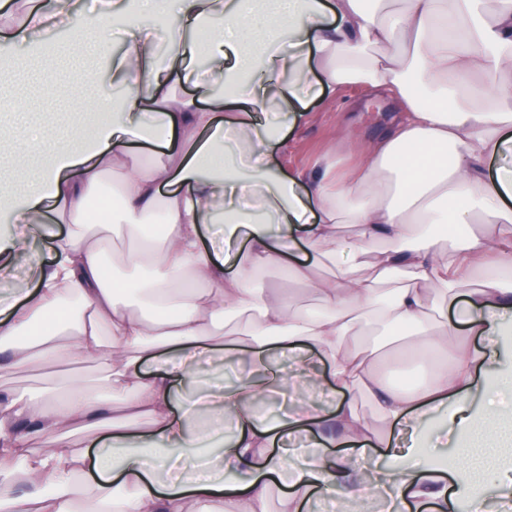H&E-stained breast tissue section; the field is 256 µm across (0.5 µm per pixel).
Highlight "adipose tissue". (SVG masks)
Returning <instances> with one entry per match:
<instances>
[{
  "label": "adipose tissue",
  "mask_w": 512,
  "mask_h": 512,
  "mask_svg": "<svg viewBox=\"0 0 512 512\" xmlns=\"http://www.w3.org/2000/svg\"><path fill=\"white\" fill-rule=\"evenodd\" d=\"M21 6L20 26L0 14L11 32L0 64L14 40L57 27L90 43L113 28L127 37L107 85L81 106L102 117L92 142L57 139L50 164L21 177L19 191L0 184V212L31 224L50 210L68 227L55 238V261L33 265L32 288L0 300V374L63 352L99 373L88 388L60 377L53 389L0 397V512H198L205 501L219 512H266L277 483L287 512H311L335 489L361 496L370 484L400 502L452 510L463 500L485 512L484 471L512 470L487 444L512 435V424L499 422L512 371L493 384L476 377L494 362V339L512 316V178L486 174L488 161L512 151V0H101L100 12L79 22L70 0ZM215 17L223 31L197 49L195 33ZM480 75L495 81L477 83ZM314 82L389 97L399 117L361 140L341 171H282L269 156L285 125L306 118L301 88ZM185 84L203 86V96L183 93ZM269 105L287 123L252 120L250 108ZM134 142L152 152L131 168ZM108 172L121 204L111 220L139 242L112 257L136 273L123 283L106 276L104 248L83 221ZM158 213L166 232L157 246L143 226ZM478 221L500 230L471 233ZM209 224L223 225L225 248L244 241L247 249L227 259L207 248ZM341 224L386 244L370 255L345 249ZM442 224L448 236L438 234ZM301 248L335 258L336 275L312 279ZM270 266L305 283L319 306L296 313L272 300L256 280ZM472 278L479 287L461 290ZM127 290L140 313L128 312ZM228 309L256 313L245 347L224 342ZM374 315L419 326V344L393 358L431 359L416 388H388L368 357L342 351L354 323ZM70 325L64 349L58 338ZM465 328L487 344L447 356L449 338ZM242 352L250 366L232 384H199L202 360L226 367ZM284 355L291 368L274 369ZM150 359L161 366L142 377L137 367ZM324 362L345 403L257 415L260 397L321 384ZM358 393L398 429L383 440L384 465L359 469L325 452L366 441ZM435 430L457 435L451 457L424 452Z\"/></svg>",
  "instance_id": "obj_1"
}]
</instances>
